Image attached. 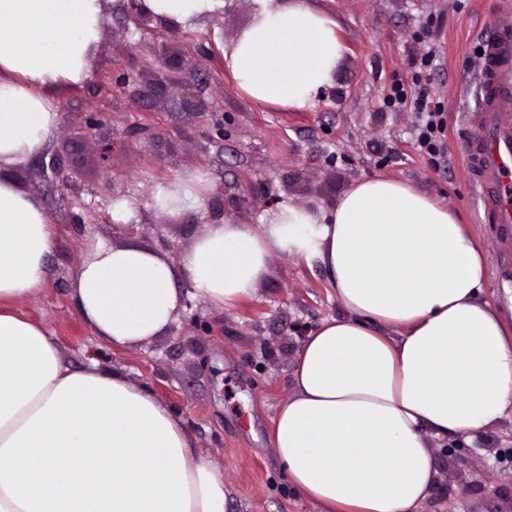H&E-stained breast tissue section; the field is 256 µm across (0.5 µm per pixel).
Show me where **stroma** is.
Instances as JSON below:
<instances>
[{
    "instance_id": "obj_1",
    "label": "stroma",
    "mask_w": 512,
    "mask_h": 512,
    "mask_svg": "<svg viewBox=\"0 0 512 512\" xmlns=\"http://www.w3.org/2000/svg\"><path fill=\"white\" fill-rule=\"evenodd\" d=\"M504 0H309L336 20L346 51L332 85L301 111L258 104L224 69L250 26L254 0L224 6L166 36L159 24L135 29L128 0H112L91 60V77L57 96L59 130L50 146L22 167V186L38 195L57 234L48 281L17 311L53 336L72 370L90 360L121 371L182 417L197 448L219 464L230 491V512H319L299 492L276 458L272 439L280 404L293 393L297 352L306 333L346 311L319 261L274 254L254 297L217 308L199 297L162 335L117 350L97 339L70 296L87 239L138 245L178 262L203 225L267 223L274 202L314 211L332 209L357 182L388 177L448 206L486 253L482 296L512 304L503 288L512 274V239L486 223L477 189L464 173L462 148L478 95V52ZM435 50L431 70L420 57ZM121 70L126 90L112 87ZM194 78L203 111L182 103V85ZM420 86L443 112L445 160L433 164L415 148L418 115L384 107L394 83ZM90 112L106 113L91 134H80ZM224 136L210 138L212 119ZM119 148L108 162L98 144ZM74 184L61 196L54 166ZM202 169L210 185L201 202L170 217L157 210L156 185ZM140 203L133 229L112 218L113 183ZM512 422L469 437L451 436L434 448L437 476L421 512H512Z\"/></svg>"
}]
</instances>
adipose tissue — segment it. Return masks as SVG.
<instances>
[{"label": "adipose tissue", "mask_w": 512, "mask_h": 512, "mask_svg": "<svg viewBox=\"0 0 512 512\" xmlns=\"http://www.w3.org/2000/svg\"><path fill=\"white\" fill-rule=\"evenodd\" d=\"M222 0H143L190 27ZM224 55L239 90L305 110L345 51L306 0H256ZM112 0H0V512H229L219 468L183 421L118 370H70L46 330L12 311L44 288L57 236L15 172L55 137L56 91L82 85ZM194 174L157 184L156 209L198 205ZM325 265L346 310L305 336L273 449L321 512H418L436 470L430 437L475 436L512 413V322L481 292L485 250L411 185L358 182L333 209L281 205L268 224L205 225L172 264L89 241L71 295L116 348L160 335L183 283L214 307L253 297L273 253Z\"/></svg>", "instance_id": "ef3b65f1"}]
</instances>
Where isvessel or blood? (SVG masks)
<instances>
[{
  "instance_id": "1",
  "label": "vessel or blood",
  "mask_w": 512,
  "mask_h": 512,
  "mask_svg": "<svg viewBox=\"0 0 512 512\" xmlns=\"http://www.w3.org/2000/svg\"><path fill=\"white\" fill-rule=\"evenodd\" d=\"M481 101L464 144L467 172L487 220L512 224V10L503 9L482 44Z\"/></svg>"
}]
</instances>
